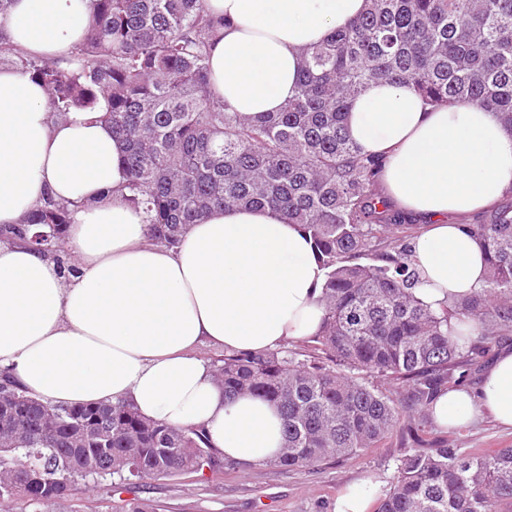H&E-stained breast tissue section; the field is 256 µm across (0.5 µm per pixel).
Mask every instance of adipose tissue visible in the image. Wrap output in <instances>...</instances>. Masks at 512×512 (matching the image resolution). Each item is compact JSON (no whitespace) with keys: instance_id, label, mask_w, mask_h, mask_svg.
Wrapping results in <instances>:
<instances>
[{"instance_id":"adipose-tissue-1","label":"adipose tissue","mask_w":512,"mask_h":512,"mask_svg":"<svg viewBox=\"0 0 512 512\" xmlns=\"http://www.w3.org/2000/svg\"><path fill=\"white\" fill-rule=\"evenodd\" d=\"M223 19L210 46L219 100L243 115L280 111L296 94L300 47L346 27L366 0H204ZM92 0H13L0 41L70 66L91 24ZM350 138L379 157L391 206L423 220L412 246L417 298L437 309L486 278L484 253L462 219L512 192V131L460 102L436 108L406 85L369 83L346 114ZM121 146L96 113L53 115L39 83L0 65V225L54 197L79 207L68 229L76 273L23 242H0V373L44 404L130 401L175 428L205 427L214 448L245 464L278 455L282 420L270 402L225 399L194 354L210 343L262 352L315 335L324 273L300 225L268 209H215L180 247L145 241L126 199ZM453 427L482 415L512 428V351L478 388L433 403Z\"/></svg>"}]
</instances>
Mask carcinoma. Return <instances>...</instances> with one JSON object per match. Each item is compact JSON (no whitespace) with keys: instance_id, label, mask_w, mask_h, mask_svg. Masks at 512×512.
<instances>
[{"instance_id":"1","label":"carcinoma","mask_w":512,"mask_h":512,"mask_svg":"<svg viewBox=\"0 0 512 512\" xmlns=\"http://www.w3.org/2000/svg\"><path fill=\"white\" fill-rule=\"evenodd\" d=\"M219 25L204 0H93L77 67L25 58L3 42L0 64L42 82L59 117L83 109L111 125L148 242L178 245L212 209L268 208L302 226L324 270L312 341L333 366L288 350L226 353L215 379L229 399L279 408L284 444L269 465L294 470L378 448L405 413L390 388L428 411L444 385L512 340V206L468 225L486 256L485 285L430 309L413 294L407 218L378 194L379 161L361 154L344 117L369 82L383 80L432 105L469 101L512 129V0H368L347 27L300 49L297 97L257 119L214 98L209 48ZM78 209L48 196L21 226L0 225V240L25 241L61 265ZM26 224L43 231L28 238ZM426 424L424 416L408 429L416 447L401 448L378 512L512 504V447L421 449ZM214 452L204 428L146 419L125 400L48 406L13 384L0 397L3 500L56 506L76 480L99 477L93 466L125 480L167 478L202 470Z\"/></svg>"}]
</instances>
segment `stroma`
Returning a JSON list of instances; mask_svg holds the SVG:
<instances>
[{"label": "stroma", "mask_w": 512, "mask_h": 512, "mask_svg": "<svg viewBox=\"0 0 512 512\" xmlns=\"http://www.w3.org/2000/svg\"><path fill=\"white\" fill-rule=\"evenodd\" d=\"M426 438L447 440L467 453L512 446V431L488 416L452 429L432 426ZM402 443L397 433L381 447L289 471L262 463L228 466L219 452L213 466L197 473L158 480L108 477L96 486L76 481L55 512H112L113 506L133 499L151 501L155 512H332L337 492L352 482H367L374 498L383 499L397 472Z\"/></svg>", "instance_id": "stroma-1"}]
</instances>
